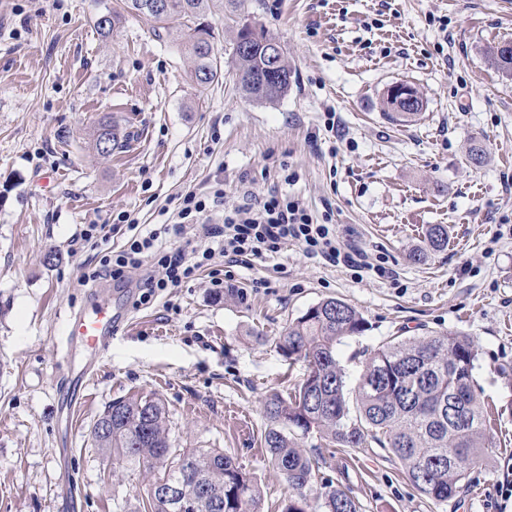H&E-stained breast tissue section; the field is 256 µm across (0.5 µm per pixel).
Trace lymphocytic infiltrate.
I'll list each match as a JSON object with an SVG mask.
<instances>
[{
    "instance_id": "lymphocytic-infiltrate-1",
    "label": "lymphocytic infiltrate",
    "mask_w": 512,
    "mask_h": 512,
    "mask_svg": "<svg viewBox=\"0 0 512 512\" xmlns=\"http://www.w3.org/2000/svg\"><path fill=\"white\" fill-rule=\"evenodd\" d=\"M177 217L172 225L134 231L122 250L101 258L89 280L122 282L129 272L139 271L132 295L139 308L193 280L202 267L221 263L250 268L291 242L301 245L308 258L343 266L358 278L395 275L392 268L371 262L363 250L339 241L335 225L315 223L301 202L276 192L248 207L225 206L220 189L205 195L190 192ZM198 239L207 240V248L197 250Z\"/></svg>"
}]
</instances>
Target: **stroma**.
Instances as JSON below:
<instances>
[{
  "instance_id": "obj_1",
  "label": "stroma",
  "mask_w": 512,
  "mask_h": 512,
  "mask_svg": "<svg viewBox=\"0 0 512 512\" xmlns=\"http://www.w3.org/2000/svg\"><path fill=\"white\" fill-rule=\"evenodd\" d=\"M107 7L122 10V0H0V512H137L152 473L113 467L90 435L130 395L162 399L174 447L224 449L257 477L260 512H277L287 488L265 458L263 399L301 381L307 364L285 360L276 339L327 297L369 325L336 350L352 385L383 340L469 336L498 450L471 471L472 491L442 503L413 487L387 449L305 438L322 477L348 469L363 512H512L501 494L512 482V75L486 55L512 41V0L217 6L207 20L224 75L204 90L189 79L180 39L157 37L149 16L126 15L102 37L94 20ZM247 21L276 37L292 70L272 103L247 98L230 62ZM397 82L421 96L415 122L387 116L383 95ZM105 115L124 136L108 159L93 147ZM475 142L486 153L479 167L467 161ZM218 182L229 205L273 191L299 199L315 222L331 218L345 242L384 257L396 279L355 278L292 243L234 268L221 290L204 270L140 309L124 285H84L101 256L88 225H110L117 249L127 223H169L181 195ZM431 224L447 225V248L411 262ZM261 276L269 287L253 288ZM94 294L111 298L122 328L68 431L57 418L66 369L57 343Z\"/></svg>"
}]
</instances>
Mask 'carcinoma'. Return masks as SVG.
<instances>
[{
	"mask_svg": "<svg viewBox=\"0 0 512 512\" xmlns=\"http://www.w3.org/2000/svg\"><path fill=\"white\" fill-rule=\"evenodd\" d=\"M149 0H124L127 9L152 17L158 28L177 24L180 39L193 60L190 79L200 89L222 75L214 54V31L203 22L214 0H163V10L147 7ZM120 17L110 9L99 13L95 27L112 34ZM276 40L257 26L237 29L232 59L240 88L258 102H272L288 92L292 71L285 55L280 70L285 82L268 90L249 81L271 65L268 46ZM388 109L405 121L415 119L422 101L399 111L398 97L386 96ZM94 145L103 157L121 147V132L112 117L101 119ZM427 248L448 246V225L430 224ZM367 330L362 313L338 298H326L289 321L278 337V348L288 360L308 363L303 380L285 394L274 391L264 401L269 422L263 442L271 465L288 488L281 512H362L351 492L333 481L318 482L319 460L309 455L301 440L316 432L339 448L389 449L403 464L406 478L425 496L446 502L467 481L470 471L486 463L496 444L487 433L480 402L473 390L477 352L470 338L458 331L431 330L418 338H393L381 343L365 362L358 383L347 386V376L336 356L346 338ZM407 373L418 378L416 390L402 388ZM168 411L159 398L136 395L112 402L92 429L96 447L112 454L120 467L159 470L143 503V512H259L261 487L254 474L218 448L205 451L170 446ZM190 482L209 497L180 509L160 495L167 484Z\"/></svg>",
	"mask_w": 512,
	"mask_h": 512,
	"instance_id": "cac0c4a2",
	"label": "carcinoma"
}]
</instances>
